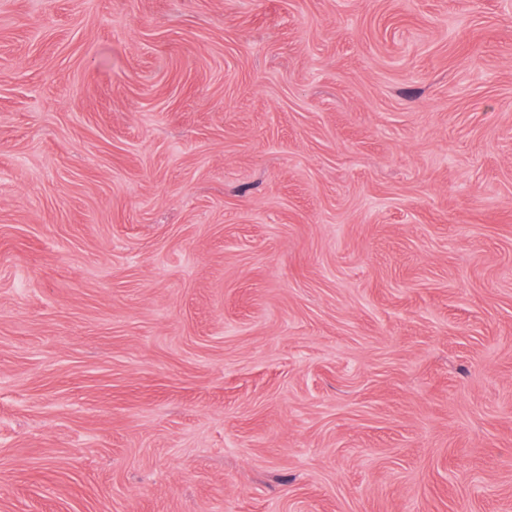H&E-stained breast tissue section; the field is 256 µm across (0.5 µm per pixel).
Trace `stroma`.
I'll list each match as a JSON object with an SVG mask.
<instances>
[{
	"label": "stroma",
	"instance_id": "1",
	"mask_svg": "<svg viewBox=\"0 0 512 512\" xmlns=\"http://www.w3.org/2000/svg\"><path fill=\"white\" fill-rule=\"evenodd\" d=\"M0 512H512V0H0Z\"/></svg>",
	"mask_w": 512,
	"mask_h": 512
}]
</instances>
